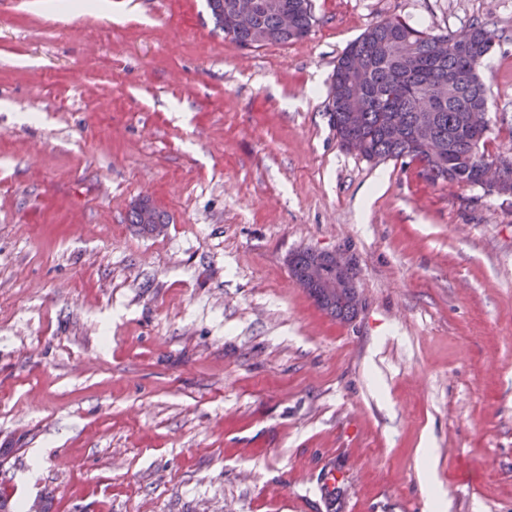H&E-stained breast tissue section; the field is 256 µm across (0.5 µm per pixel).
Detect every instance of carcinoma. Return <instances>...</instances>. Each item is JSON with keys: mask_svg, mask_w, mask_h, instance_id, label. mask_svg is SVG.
Segmentation results:
<instances>
[{"mask_svg": "<svg viewBox=\"0 0 512 512\" xmlns=\"http://www.w3.org/2000/svg\"><path fill=\"white\" fill-rule=\"evenodd\" d=\"M234 0H208L214 24L232 43L252 49L287 44L306 37L316 22L311 0H258L262 8L247 25L233 23ZM498 38L496 30L482 23L427 34L400 18L388 19L366 29L350 42L336 61L328 98L339 146L349 139L348 122L359 129L363 157L367 160L408 158L438 181L481 185L479 161L487 130L470 124V114L487 107L484 83L478 68ZM406 130L398 137L385 127L387 116ZM429 139L444 150L430 155L423 149ZM145 224L136 209L127 221L140 231L158 234L167 218L152 208ZM290 273L329 316L348 322L356 310L322 295L321 288L302 282L304 268L318 259L311 250L292 253Z\"/></svg>", "mask_w": 512, "mask_h": 512, "instance_id": "carcinoma-1", "label": "carcinoma"}]
</instances>
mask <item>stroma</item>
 Here are the masks:
<instances>
[{"mask_svg": "<svg viewBox=\"0 0 512 512\" xmlns=\"http://www.w3.org/2000/svg\"><path fill=\"white\" fill-rule=\"evenodd\" d=\"M0 0V495L16 512H512V195L340 149L338 57L390 18L498 31L512 0H312L243 49L207 0ZM169 222L128 224L140 198ZM346 251L340 322L291 276Z\"/></svg>", "mask_w": 512, "mask_h": 512, "instance_id": "1", "label": "stroma"}]
</instances>
